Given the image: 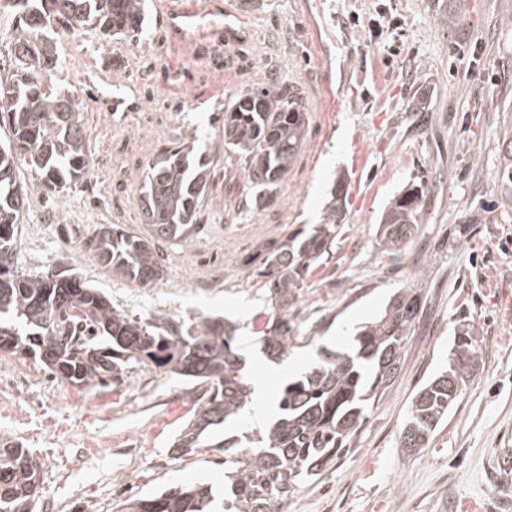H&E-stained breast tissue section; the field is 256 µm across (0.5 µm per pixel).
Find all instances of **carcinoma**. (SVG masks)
<instances>
[{
	"label": "carcinoma",
	"instance_id": "1",
	"mask_svg": "<svg viewBox=\"0 0 512 512\" xmlns=\"http://www.w3.org/2000/svg\"><path fill=\"white\" fill-rule=\"evenodd\" d=\"M14 8L16 28L9 45L11 66L0 73V126L10 136L0 147V255L14 256L20 222L32 190L57 193L88 173L89 133L77 104L52 82L61 64L57 43L45 36L54 21L76 30L134 39L146 20L145 0H24ZM297 87L276 82L243 89L224 106L221 145L224 165L244 173L245 201L273 200L299 158L309 126ZM211 147L193 135L172 142L148 164L140 188L143 230L122 224L96 227L101 266L138 287L164 277L159 246H187L219 164ZM500 196L512 205V108L501 136ZM25 164L30 178L20 177ZM423 186L410 185L383 212L378 228L382 250L399 248L415 232ZM345 192H330L321 223L297 228L259 245L250 260L265 278L272 312L259 330L272 360L292 346L288 315L310 269L331 252L343 219ZM420 309L419 290L409 286L390 300L376 320L363 326L348 352L326 351L278 397V413L257 440L231 448L209 442L212 428L235 419L247 405L252 382L237 345V325L197 315L188 320L164 313L135 318L118 311L84 280L67 270L50 284L46 275L25 274L0 264V350L33 359L75 386L115 381L132 364L154 365L203 388L205 400L180 430L173 447L186 454L222 448L231 464L224 485V512H281L291 494L320 477L350 451L370 404L393 384L401 350ZM69 336L59 352L53 337ZM476 330L457 328L448 364L413 396L402 423L401 447L409 454L426 447L477 375ZM29 450L0 435V512H34L41 475L28 468ZM212 488L176 486L129 498L116 512H217Z\"/></svg>",
	"mask_w": 512,
	"mask_h": 512
}]
</instances>
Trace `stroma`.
I'll return each instance as SVG.
<instances>
[{
	"label": "stroma",
	"mask_w": 512,
	"mask_h": 512,
	"mask_svg": "<svg viewBox=\"0 0 512 512\" xmlns=\"http://www.w3.org/2000/svg\"><path fill=\"white\" fill-rule=\"evenodd\" d=\"M246 36L208 32L191 45L150 7L138 40L56 25L63 64L53 81L89 131V172L53 195L32 194L17 270L70 268L136 317L199 313L238 323L253 382L277 397L320 350L345 351L411 285L422 308L387 395L372 404L351 450L296 491L283 512H512V211L500 198L501 109L512 106V0H227ZM298 85L305 143L279 196L225 220L245 180L218 171L193 242L166 251L167 270L140 288L112 276L89 242L97 225L140 227L139 183L149 160L188 134L216 146L224 106L252 84ZM128 99L109 113L99 95ZM346 185L332 252L304 280L290 314L302 337L275 363L254 318L265 290L244 260L262 242L320 223L329 191ZM424 187L420 223L392 252L378 242L384 209L407 185ZM486 214L472 224V212ZM478 331L477 376L426 448L409 455L399 432L418 388L448 362L457 325ZM201 391L146 365L80 388L29 358L0 352V434L41 466L35 512H115L130 496L202 482L224 488V451L171 448Z\"/></svg>",
	"instance_id": "obj_1"
}]
</instances>
